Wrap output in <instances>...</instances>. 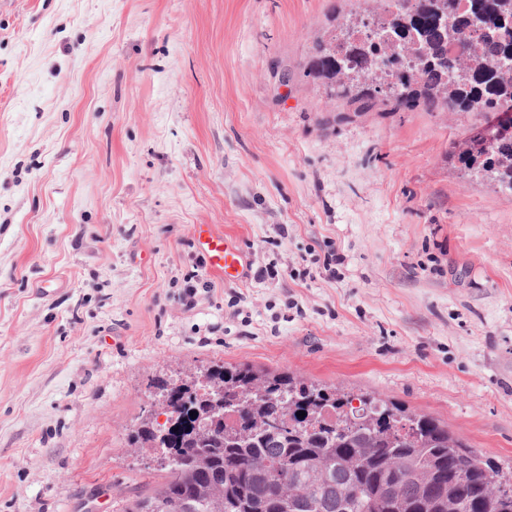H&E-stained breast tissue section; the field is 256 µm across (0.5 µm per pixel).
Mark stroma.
<instances>
[{"instance_id":"1","label":"stroma","mask_w":512,"mask_h":512,"mask_svg":"<svg viewBox=\"0 0 512 512\" xmlns=\"http://www.w3.org/2000/svg\"><path fill=\"white\" fill-rule=\"evenodd\" d=\"M334 2L0 0V512H120L160 478L127 445L152 382L213 362L375 392L512 468V192L457 158L489 120L323 97ZM192 237L209 269L224 273V279L229 282L243 278L242 253L224 238V234L216 232L209 224H197L193 227Z\"/></svg>"}]
</instances>
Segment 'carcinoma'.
I'll use <instances>...</instances> for the list:
<instances>
[{
	"label": "carcinoma",
	"instance_id": "1",
	"mask_svg": "<svg viewBox=\"0 0 512 512\" xmlns=\"http://www.w3.org/2000/svg\"><path fill=\"white\" fill-rule=\"evenodd\" d=\"M500 2L483 0L481 11L460 16L459 0H415L409 24L424 44L404 43L413 63L392 56L386 71L367 68L384 47L336 42L338 34L359 32L362 12L334 14L337 25L312 41L307 74L328 98L345 99L358 112L380 104L392 112H507L512 68L496 63L512 58V31L495 41L479 34L496 26ZM440 17L451 43L435 34ZM458 160L512 192V132ZM205 373L222 392L224 418L207 414L195 382L157 380L155 394L179 416L165 440L164 426L145 416L128 442L177 464L160 467L161 482L125 500L121 512H512V475L432 416L373 392L260 373L246 363H214ZM301 411L306 416H297Z\"/></svg>",
	"mask_w": 512,
	"mask_h": 512
}]
</instances>
